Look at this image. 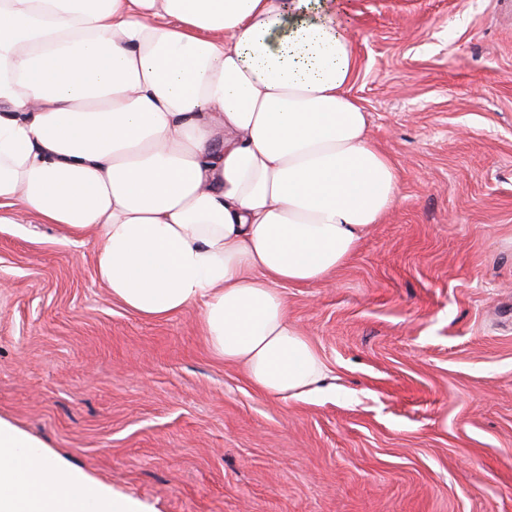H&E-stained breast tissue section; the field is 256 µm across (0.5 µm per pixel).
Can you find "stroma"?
Returning <instances> with one entry per match:
<instances>
[{
  "label": "stroma",
  "mask_w": 512,
  "mask_h": 512,
  "mask_svg": "<svg viewBox=\"0 0 512 512\" xmlns=\"http://www.w3.org/2000/svg\"><path fill=\"white\" fill-rule=\"evenodd\" d=\"M392 209L286 286L320 392H257L198 309L128 311L93 240L0 211V419L135 512H512V0H338Z\"/></svg>",
  "instance_id": "obj_1"
}]
</instances>
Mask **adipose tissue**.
I'll return each instance as SVG.
<instances>
[{
	"label": "adipose tissue",
	"instance_id": "adipose-tissue-1",
	"mask_svg": "<svg viewBox=\"0 0 512 512\" xmlns=\"http://www.w3.org/2000/svg\"><path fill=\"white\" fill-rule=\"evenodd\" d=\"M336 0H0V208L94 237L113 298L199 308L209 348L282 400L325 363L288 320L394 202L350 95ZM0 512H134L0 421Z\"/></svg>",
	"mask_w": 512,
	"mask_h": 512
}]
</instances>
